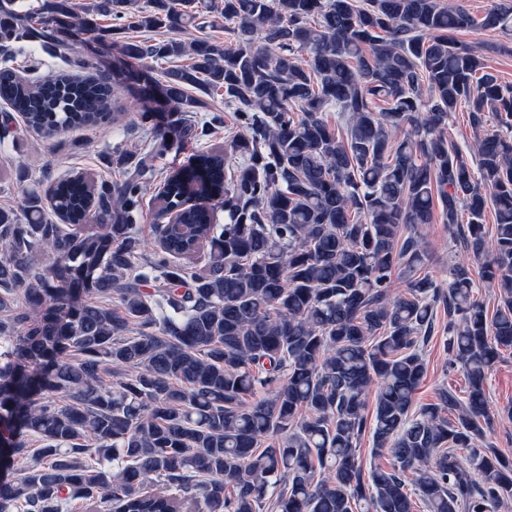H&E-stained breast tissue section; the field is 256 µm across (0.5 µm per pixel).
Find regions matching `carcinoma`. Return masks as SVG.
<instances>
[{"instance_id": "obj_1", "label": "carcinoma", "mask_w": 512, "mask_h": 512, "mask_svg": "<svg viewBox=\"0 0 512 512\" xmlns=\"http://www.w3.org/2000/svg\"><path fill=\"white\" fill-rule=\"evenodd\" d=\"M139 2L0 0V48L66 61L65 31L99 34V16L114 36L224 21L222 43L112 47L150 68L190 57L166 72L169 111L205 107L190 87L220 91L245 134L229 144L235 163L203 151L165 178L159 208H178L179 223L154 225L144 261L151 169L126 150L112 154L119 182L77 172L28 191L21 213L0 208V512H414V494L428 512H495L512 497V460L481 443L485 384L512 348V85L448 34L511 31L512 8ZM111 96L103 79L4 65L0 133L16 135L17 118L47 140L115 124ZM462 102L474 128L487 112L500 123L476 137L475 172L448 144ZM167 138L155 127L153 155ZM188 192L208 204L184 205ZM437 202L499 289L494 311L468 265L448 267L444 288L425 273L418 226ZM439 305L468 393L444 387L415 412ZM367 433L389 457L368 472Z\"/></svg>"}]
</instances>
